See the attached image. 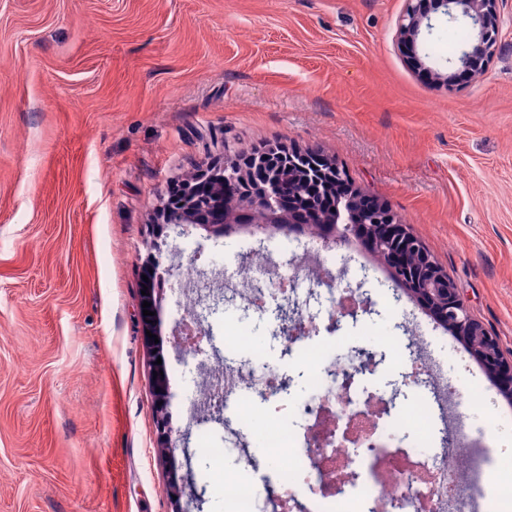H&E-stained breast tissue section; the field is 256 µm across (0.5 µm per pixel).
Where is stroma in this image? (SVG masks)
Returning a JSON list of instances; mask_svg holds the SVG:
<instances>
[{
	"instance_id": "stroma-1",
	"label": "stroma",
	"mask_w": 512,
	"mask_h": 512,
	"mask_svg": "<svg viewBox=\"0 0 512 512\" xmlns=\"http://www.w3.org/2000/svg\"><path fill=\"white\" fill-rule=\"evenodd\" d=\"M404 0H0V512H176L171 484L222 512L221 482L202 449L231 425L194 418L207 366L258 350L290 391L254 398L263 418L300 422L319 367L305 351L330 342L378 347L413 332L433 372L404 384L402 363L366 375L406 399L447 384L448 411L495 449L512 402L455 337L413 300H394L385 270L335 247L338 287L368 292L371 314L328 330L325 288L305 309L318 333L286 356L272 319L243 296L210 297L192 355L172 332L189 293L182 265L212 288L241 285L238 237H179L153 217L170 186L211 163L268 145L312 152L384 202L456 283L472 315L512 354V0L480 79L453 89L405 56ZM166 241L157 295L159 356L143 342L140 278ZM254 349L230 348L232 330ZM167 373L173 462L156 450L154 358ZM485 400L474 405L470 387Z\"/></svg>"
}]
</instances>
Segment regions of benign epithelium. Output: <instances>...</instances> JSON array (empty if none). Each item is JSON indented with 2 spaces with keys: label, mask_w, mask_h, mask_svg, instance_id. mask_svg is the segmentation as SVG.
Wrapping results in <instances>:
<instances>
[{
  "label": "benign epithelium",
  "mask_w": 512,
  "mask_h": 512,
  "mask_svg": "<svg viewBox=\"0 0 512 512\" xmlns=\"http://www.w3.org/2000/svg\"><path fill=\"white\" fill-rule=\"evenodd\" d=\"M439 10L452 19L458 13L471 21L473 36L461 50L459 62L470 70L472 77H481L500 38L498 0H405L398 22L399 41L405 52L413 54L415 64L422 62L418 55L422 28H431V12ZM246 179L245 169L237 162L197 171L187 179L182 199L162 209L163 223L170 225L178 236H189L201 229L207 239L229 236L242 228L254 235L271 236L288 233L297 226L316 224L328 242L336 245L350 242L356 237L358 227L365 226L369 231V253L386 268L395 286L463 341L486 374L497 382L501 394L512 398V358L504 356L498 338L472 317L456 284L410 232L409 225L402 223L384 203L376 198L368 200L357 189L340 190L345 179L339 168L317 171L309 158L291 152L277 166L264 167L262 189H252ZM315 180L335 190V211L310 207L309 194L313 193ZM199 181L226 185L234 205L224 204L222 189L211 195L199 193L196 190ZM285 187L307 210L291 209L285 204ZM162 246L161 242H151L142 271L148 277V281L141 282V286L148 287L141 296L143 302H156L155 286L163 278L159 272ZM367 309L364 300L359 305L342 304L330 314L331 324L344 317L354 319L358 312ZM155 398L160 402L155 416L156 448L158 454L172 456V429L161 406L167 399V390H161Z\"/></svg>",
  "instance_id": "benign-epithelium-1"
}]
</instances>
